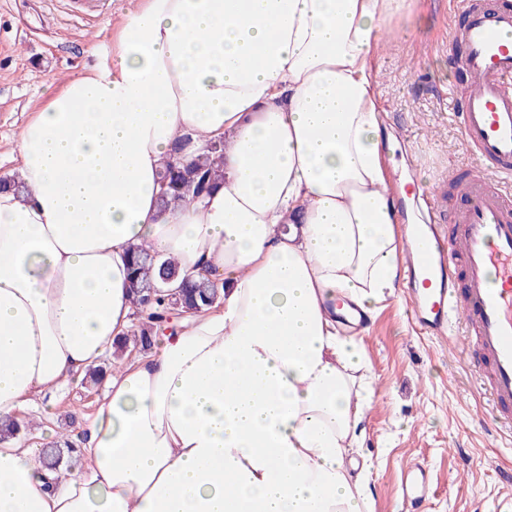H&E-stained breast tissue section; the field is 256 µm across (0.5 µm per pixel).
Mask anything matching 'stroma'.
Returning a JSON list of instances; mask_svg holds the SVG:
<instances>
[{"instance_id":"35a3bbf8","label":"stroma","mask_w":512,"mask_h":512,"mask_svg":"<svg viewBox=\"0 0 512 512\" xmlns=\"http://www.w3.org/2000/svg\"><path fill=\"white\" fill-rule=\"evenodd\" d=\"M122 3L106 0L99 18L89 20L80 0H0L1 176L15 170L17 138L33 113L114 41L112 20ZM462 21L459 0H412L390 24L376 72L383 123L396 143L384 155L393 183L433 186L474 164L456 108L465 76L448 51L449 29ZM371 324L363 341L373 395L355 456L369 467L374 512H401V469L414 459L432 470L428 512H496L512 497L498 474L512 469V431L493 432L491 403L456 341L418 334L401 292L376 304ZM104 390L84 375L46 395V415L24 441L39 452L49 439H85Z\"/></svg>"}]
</instances>
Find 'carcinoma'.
<instances>
[{
	"instance_id": "cac0c4a2",
	"label": "carcinoma",
	"mask_w": 512,
	"mask_h": 512,
	"mask_svg": "<svg viewBox=\"0 0 512 512\" xmlns=\"http://www.w3.org/2000/svg\"><path fill=\"white\" fill-rule=\"evenodd\" d=\"M224 144H211L205 152L189 161H178L175 155L165 161L161 173L160 207L192 201L196 189L204 197L213 193L223 177ZM130 292L139 317L138 334L126 336L116 346L123 352L129 344L143 349L151 346L160 322L173 311L209 310L217 305L220 289L210 282L194 283L179 278V269L172 260L161 261L144 247L129 257Z\"/></svg>"
}]
</instances>
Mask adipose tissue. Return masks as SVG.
<instances>
[{"label": "adipose tissue", "instance_id": "obj_1", "mask_svg": "<svg viewBox=\"0 0 512 512\" xmlns=\"http://www.w3.org/2000/svg\"><path fill=\"white\" fill-rule=\"evenodd\" d=\"M408 0H133L103 62L18 137L0 191V416L98 365L136 322L147 245L222 288L114 368L80 469L0 441V512H371L348 457L369 408L363 310L401 279L372 60ZM222 141L203 203L160 209L172 146Z\"/></svg>", "mask_w": 512, "mask_h": 512}]
</instances>
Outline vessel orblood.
Segmentation results:
<instances>
[{
    "label": "vessel or blood",
    "mask_w": 512,
    "mask_h": 512,
    "mask_svg": "<svg viewBox=\"0 0 512 512\" xmlns=\"http://www.w3.org/2000/svg\"><path fill=\"white\" fill-rule=\"evenodd\" d=\"M464 20L449 45L461 48L470 90L459 99L461 134L476 164L458 186L463 202L443 217L412 225L402 247L408 318L438 341L460 325L463 352L512 429V0H464ZM402 504L431 499V470L414 461L401 472Z\"/></svg>",
    "instance_id": "obj_1"
}]
</instances>
